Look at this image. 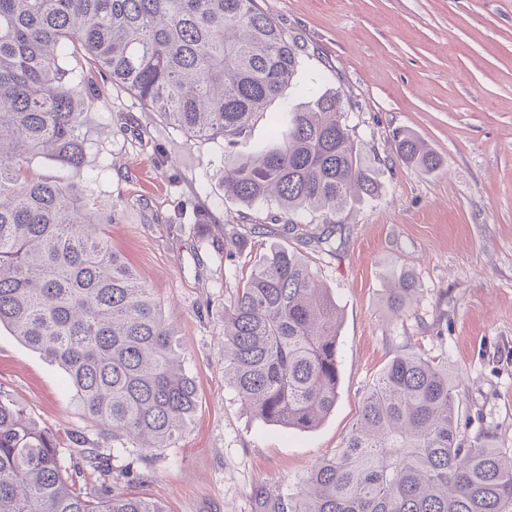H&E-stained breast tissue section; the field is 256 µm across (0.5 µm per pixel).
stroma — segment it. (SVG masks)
Here are the masks:
<instances>
[{
  "instance_id": "1",
  "label": "stroma",
  "mask_w": 512,
  "mask_h": 512,
  "mask_svg": "<svg viewBox=\"0 0 512 512\" xmlns=\"http://www.w3.org/2000/svg\"><path fill=\"white\" fill-rule=\"evenodd\" d=\"M258 4L305 45V72L322 73L323 87L358 103L347 121L377 171L378 196L333 216L307 214L294 227L273 220V207H246L224 194L223 141L186 140L69 46L70 67L94 85L84 100V168L37 160L31 173L74 184L100 217L114 216L112 244L173 326L197 410L176 447L113 455L65 391L63 370L0 327V396L53 434L67 476L165 512H259L257 492L296 491L343 447L372 382L404 352L447 361L463 447L491 433L512 448V0ZM402 129L441 156L439 170L397 159L393 134ZM330 229L333 255L318 241ZM233 232L252 248L230 261L224 236ZM279 246L309 261L341 312L336 406L305 433L264 424L224 382V299ZM391 268L419 282L399 317L384 303ZM89 454L109 458L110 469L90 467Z\"/></svg>"
}]
</instances>
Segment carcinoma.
I'll list each match as a JSON object with an SVG mask.
<instances>
[{"instance_id": "cac0c4a2", "label": "carcinoma", "mask_w": 512, "mask_h": 512, "mask_svg": "<svg viewBox=\"0 0 512 512\" xmlns=\"http://www.w3.org/2000/svg\"><path fill=\"white\" fill-rule=\"evenodd\" d=\"M77 43L189 140H224V194L274 203L285 223L376 197L375 169L346 123L337 89L297 85L301 48L257 0H0V326L65 373V386L121 445L172 448L198 405L172 328L152 289L116 252L74 185L38 180L32 159L83 169L84 89L65 49ZM291 88L307 98L268 106ZM269 116L274 144L234 153ZM397 159L432 172L442 159L412 132ZM393 273L386 308L417 295ZM340 310L308 260L273 249L224 300V383L261 421L318 427L336 406ZM448 363L394 356L364 396L346 442L273 512H512V452L458 439ZM0 512H165L63 477L54 436L0 397Z\"/></svg>"}]
</instances>
